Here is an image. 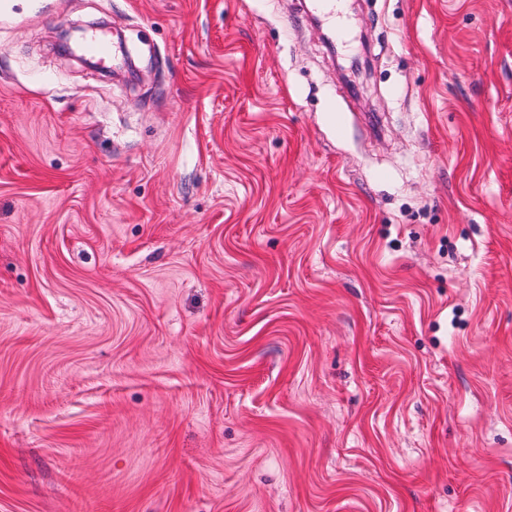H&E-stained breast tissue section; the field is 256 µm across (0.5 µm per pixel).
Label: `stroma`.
Listing matches in <instances>:
<instances>
[{"label":"stroma","mask_w":512,"mask_h":512,"mask_svg":"<svg viewBox=\"0 0 512 512\" xmlns=\"http://www.w3.org/2000/svg\"><path fill=\"white\" fill-rule=\"evenodd\" d=\"M344 5L0 0V512H512V0ZM83 42L86 53L95 57L99 62L110 61L112 58L115 68L118 66V69H123L126 66L128 57L126 43L124 37L118 33L113 35L112 46L107 39L96 35L85 36Z\"/></svg>","instance_id":"35a3bbf8"}]
</instances>
